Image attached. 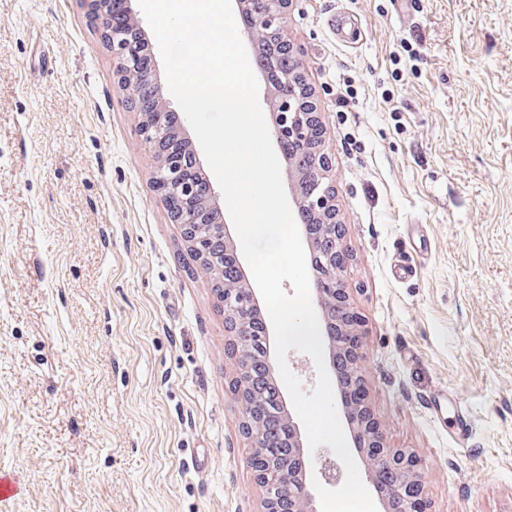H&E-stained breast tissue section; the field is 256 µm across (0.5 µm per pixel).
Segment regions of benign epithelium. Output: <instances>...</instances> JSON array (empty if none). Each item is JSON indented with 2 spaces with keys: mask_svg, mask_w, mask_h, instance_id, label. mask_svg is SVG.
Segmentation results:
<instances>
[{
  "mask_svg": "<svg viewBox=\"0 0 512 512\" xmlns=\"http://www.w3.org/2000/svg\"><path fill=\"white\" fill-rule=\"evenodd\" d=\"M93 17L101 35L112 37L108 45L114 60L113 76L124 92L126 103L138 113V131L144 143L155 144L162 123L159 114L170 112L166 92V78L154 69L144 70L136 61L152 51L144 37L142 20L133 8L135 0H124L126 20L114 21L109 13L110 0H89ZM291 0H236L247 13L244 34L251 49L258 52L257 62L266 72L277 74V81L266 88L274 112L273 138L283 146L304 147L312 156L310 167H305L297 152L284 160L283 174L299 209L312 214L319 232L305 238L309 269L312 272L313 299L320 312V322L327 335L330 368H336V318L352 314V325L345 331L354 336L363 335L362 319L353 312L348 289L342 279L344 261L343 224L336 218L335 185L327 173L332 162L322 145L323 132L320 112L311 87L305 79V62L301 48L285 36L288 5ZM152 90L159 101L160 113L143 112L139 99L140 86ZM175 133L185 142V160L182 169L172 176H156L155 188L164 202L171 221L181 227L189 248L199 252L198 228L210 225L212 233L224 240V255L238 254V244L229 224L223 219V196L212 184H207L204 199L197 201L194 170L203 169L195 144L186 125L176 127ZM224 311V327L231 336L229 349L237 358V376L233 394L243 409V430L250 441L255 477L264 490L261 512H317L312 493V478L326 487H336L343 478L323 463V448L310 452L304 445L293 414L287 409L282 391L271 398L288 420V446L276 460L258 454L264 431L261 423L250 412L253 403L252 388L255 378L251 373L250 336L255 334L256 322L264 321L260 296L248 278H240L216 294ZM363 353L356 348L349 353L352 384L362 386L361 364ZM363 444L359 445L365 471L374 479L378 494L384 500V512H426L423 502L419 460L414 452L389 448L375 422L356 421Z\"/></svg>",
  "mask_w": 512,
  "mask_h": 512,
  "instance_id": "benign-epithelium-1",
  "label": "benign epithelium"
}]
</instances>
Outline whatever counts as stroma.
Returning a JSON list of instances; mask_svg holds the SVG:
<instances>
[{"mask_svg": "<svg viewBox=\"0 0 512 512\" xmlns=\"http://www.w3.org/2000/svg\"><path fill=\"white\" fill-rule=\"evenodd\" d=\"M287 36L367 407L428 512H512V0H293ZM113 68L88 0H0V512H259L224 313Z\"/></svg>", "mask_w": 512, "mask_h": 512, "instance_id": "1", "label": "stroma"}]
</instances>
